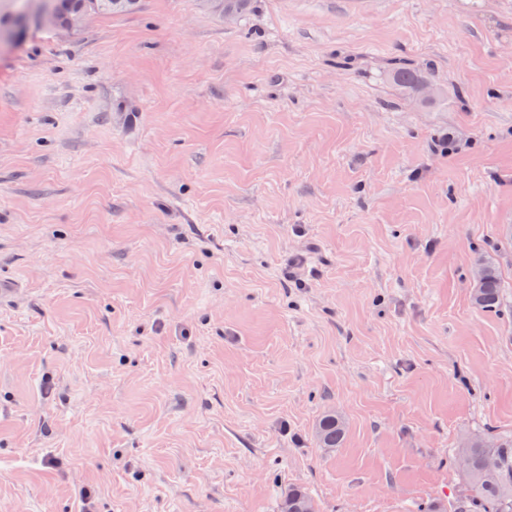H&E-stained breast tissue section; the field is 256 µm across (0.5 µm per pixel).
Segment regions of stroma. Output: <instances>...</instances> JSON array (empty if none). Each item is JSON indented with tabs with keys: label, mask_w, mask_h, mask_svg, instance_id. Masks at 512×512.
Masks as SVG:
<instances>
[{
	"label": "stroma",
	"mask_w": 512,
	"mask_h": 512,
	"mask_svg": "<svg viewBox=\"0 0 512 512\" xmlns=\"http://www.w3.org/2000/svg\"><path fill=\"white\" fill-rule=\"evenodd\" d=\"M43 4L0 0V512L450 501L512 433V0ZM52 2L62 16L82 15L84 18L89 12L106 14L130 12L138 7L140 0H54ZM57 12L49 8L48 12L43 15V22L70 29L80 21L75 17L63 20ZM472 289V304L486 312L497 310L502 300V278L496 266L480 257ZM316 437L322 448H336L343 441V424L336 414L324 415L319 420Z\"/></svg>",
	"instance_id": "1"
}]
</instances>
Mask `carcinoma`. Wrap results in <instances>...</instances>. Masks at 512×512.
Instances as JSON below:
<instances>
[{"mask_svg":"<svg viewBox=\"0 0 512 512\" xmlns=\"http://www.w3.org/2000/svg\"><path fill=\"white\" fill-rule=\"evenodd\" d=\"M140 0H53L64 17L90 12L106 14L135 10ZM502 300V278L496 266L478 259L472 304L486 312L497 310ZM316 437L321 447L335 448L344 437L341 420L334 414L323 416L317 425ZM464 461L458 460L455 449L452 460L463 477V484L448 505L431 504L427 512H512V434L475 433L463 440ZM311 500L310 493L298 486L284 491L281 512H294Z\"/></svg>","mask_w":512,"mask_h":512,"instance_id":"cac0c4a2","label":"carcinoma"}]
</instances>
